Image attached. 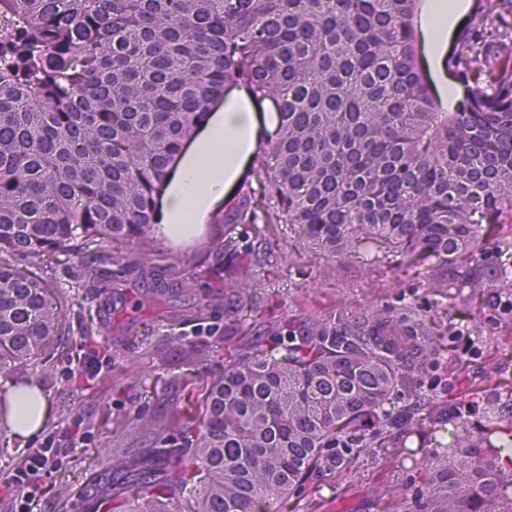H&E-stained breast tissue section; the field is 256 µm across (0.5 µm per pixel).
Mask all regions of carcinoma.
Returning a JSON list of instances; mask_svg holds the SVG:
<instances>
[{"label":"carcinoma","instance_id":"1","mask_svg":"<svg viewBox=\"0 0 512 512\" xmlns=\"http://www.w3.org/2000/svg\"><path fill=\"white\" fill-rule=\"evenodd\" d=\"M421 0H0V369L47 370L64 322L67 286L39 274L52 259L97 252L124 269L166 257L156 198L176 157L224 91L270 99L280 126L256 161L269 204L242 188L224 213V269L187 257L167 284L207 318L214 297L232 320L252 316L263 287L236 224H292L318 255L345 256L382 240L415 262L470 275L469 287L512 293L485 265L486 237L512 224V64L492 63L480 30L448 58L465 83L451 111L423 75ZM272 339L240 360L224 339V372L204 381L198 408L137 417L155 445L95 481L83 512H172L202 465L210 484L190 512H277L275 506L331 461L336 441L365 449L398 422L403 387L438 349L429 311L410 304L354 323L284 316ZM460 413L452 440L427 462L424 486L402 512H512V433L488 451Z\"/></svg>","mask_w":512,"mask_h":512}]
</instances>
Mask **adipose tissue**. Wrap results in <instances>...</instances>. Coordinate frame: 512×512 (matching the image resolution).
Returning <instances> with one entry per match:
<instances>
[{
  "mask_svg": "<svg viewBox=\"0 0 512 512\" xmlns=\"http://www.w3.org/2000/svg\"><path fill=\"white\" fill-rule=\"evenodd\" d=\"M464 8L463 0H427L425 31L433 52H440L448 37L449 15ZM277 128V113L260 111L247 90L226 91L171 168L156 210L166 235L175 241L193 235L231 196L248 172L260 141Z\"/></svg>",
  "mask_w": 512,
  "mask_h": 512,
  "instance_id": "obj_1",
  "label": "adipose tissue"
}]
</instances>
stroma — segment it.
Masks as SVG:
<instances>
[{
	"label": "stroma",
	"instance_id": "1",
	"mask_svg": "<svg viewBox=\"0 0 512 512\" xmlns=\"http://www.w3.org/2000/svg\"><path fill=\"white\" fill-rule=\"evenodd\" d=\"M462 15L448 24L445 58L421 56L423 73L431 90L445 107H454L462 87L447 66L464 36L479 19L482 0H465ZM223 211H216L197 235L183 241L181 249L198 260L220 266L224 255L217 243L224 237ZM242 247L258 254L259 272L266 286L257 298L263 320L284 315L336 316L352 319L364 311L387 307L400 309L413 302L430 310L439 328L455 327L473 339L479 353L456 358L447 337L436 374L447 381L444 392L416 396L395 392L392 407L414 409L426 404L468 400L483 412L477 430L483 448L497 445L512 431V423L487 418L501 393L512 389V316L499 314L494 303L497 290L470 299L465 288L455 289L457 307L429 292L428 277L446 275L444 267L429 272L408 270L402 257L385 244L371 243L349 256H315L292 225H270L261 236L246 234ZM114 267L104 258L83 254L53 260L47 276L58 284L80 280L82 287L65 311L66 330L50 350V369L44 375L22 370H0V395L21 383H34L46 395L49 415L41 431L28 438L8 436L0 441V512H15L17 492L10 477L22 450L54 443L61 448L60 463L52 473V486L36 512H82L90 495L91 475L107 472V462L152 447L150 437L128 434L116 427L119 418L159 414L177 404L190 407L186 382L199 381L221 370L224 339L231 322L227 302L213 305L203 322L186 319L191 302L175 300L159 291L160 282L172 275L170 262L158 263L154 274H143L138 261H130L122 276L127 289L122 296L100 298L112 286ZM181 344H173V337ZM205 343L204 356L189 355L185 343ZM79 434L77 450H68L72 434ZM440 442L437 432L423 435L404 427L391 428L386 445L364 453L352 450L343 473L316 472L283 498L284 512H396L394 489L421 484L424 464Z\"/></svg>",
	"mask_w": 512,
	"mask_h": 512
}]
</instances>
